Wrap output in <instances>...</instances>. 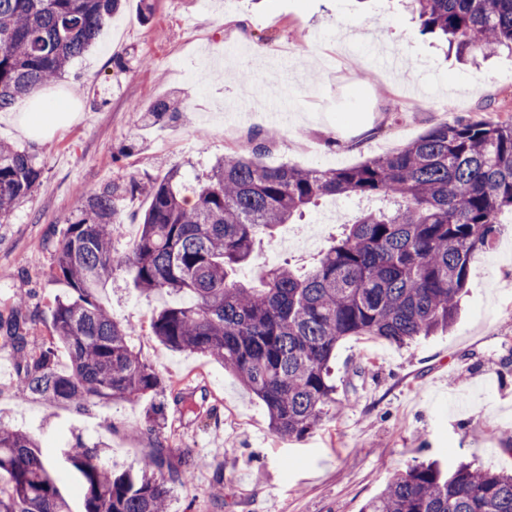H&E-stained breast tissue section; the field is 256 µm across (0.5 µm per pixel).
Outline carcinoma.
Returning <instances> with one entry per match:
<instances>
[{
	"mask_svg": "<svg viewBox=\"0 0 512 512\" xmlns=\"http://www.w3.org/2000/svg\"><path fill=\"white\" fill-rule=\"evenodd\" d=\"M408 2L424 31L461 53L512 48V0ZM118 7L119 0H0V111L58 81ZM264 150L227 154L192 201L175 171L152 182L122 259L112 250L116 187L81 193L50 272L69 288L54 299L51 336L31 348L26 328L6 326L17 395L77 411L149 397L146 428H164L163 380L129 345L133 329L99 300L121 271L143 292L187 298L156 313L153 336L223 363L263 402L280 436L300 438L336 412L329 363L340 340L372 336L402 346L448 329L475 254L489 246L498 216L512 212V121L457 119L347 168L268 166ZM41 175L29 150L0 144L1 222ZM336 195H380L392 208L341 225L308 272L284 264L255 283L239 279L263 238ZM60 347L70 356L66 369L57 364ZM99 456L82 441L64 452L80 478V512H166L172 486L186 483L195 465L159 445L114 475ZM0 512H72L53 457L31 434L2 425ZM360 512H512V474L419 462Z\"/></svg>",
	"mask_w": 512,
	"mask_h": 512,
	"instance_id": "carcinoma-1",
	"label": "carcinoma"
}]
</instances>
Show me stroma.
<instances>
[{
	"instance_id": "stroma-1",
	"label": "stroma",
	"mask_w": 512,
	"mask_h": 512,
	"mask_svg": "<svg viewBox=\"0 0 512 512\" xmlns=\"http://www.w3.org/2000/svg\"><path fill=\"white\" fill-rule=\"evenodd\" d=\"M71 87V119L49 137L29 136L0 111V141L31 149L42 168L39 184L0 223V317L24 298L36 343L48 334L55 297L66 293L50 271L76 191L174 169L194 187L234 149L224 130L238 122L253 136L276 131L267 165L343 168L461 117L512 119V51L477 65L459 61L421 33L401 0H124L94 48L45 94L53 101ZM246 95L258 105L243 103ZM164 99L183 109L155 120L152 108ZM147 206L142 195L118 200L116 256L133 241L126 225H139ZM359 206L354 198L320 200L264 241L241 278L286 261L309 267ZM103 301L133 327L131 347L168 389L205 402L196 414L167 403L164 428L150 434L143 400L81 414L18 396L12 343L0 330V422L52 449L72 507L80 484L62 451L77 439L102 447V466L116 474L159 444L196 458L189 481L174 486L169 512H360L394 472L427 459L512 472L511 213L477 253L447 332L403 348L367 336L338 343L330 379L341 405L301 438L273 434L262 401L221 362L152 335L151 318L177 296L141 292L121 273ZM218 478L220 509L208 496Z\"/></svg>"
}]
</instances>
